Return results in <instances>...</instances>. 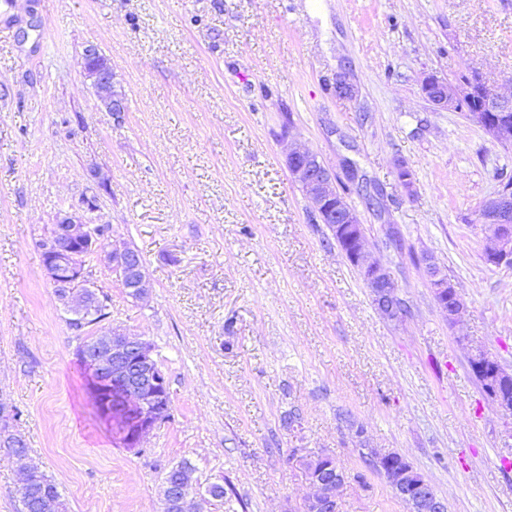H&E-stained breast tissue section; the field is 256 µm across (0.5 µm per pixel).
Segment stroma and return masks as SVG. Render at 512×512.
<instances>
[{"label":"stroma","mask_w":512,"mask_h":512,"mask_svg":"<svg viewBox=\"0 0 512 512\" xmlns=\"http://www.w3.org/2000/svg\"><path fill=\"white\" fill-rule=\"evenodd\" d=\"M90 44L124 112L100 111ZM474 72L512 90V0H0V402L67 512H161L185 460L200 490L224 487L204 512H304L296 457L318 452L349 474L340 512H408L367 448L402 454L448 512H512V419L469 366L479 347L512 373V266L485 262L476 221L512 148L421 91ZM293 146L350 186L403 318L381 316L291 179ZM74 212L152 284L134 299L86 259L104 326L152 342L169 383L139 452L91 416L76 352L93 330L43 270ZM429 261L468 306L458 323Z\"/></svg>","instance_id":"obj_1"}]
</instances>
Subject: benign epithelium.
<instances>
[{"label":"benign epithelium","mask_w":512,"mask_h":512,"mask_svg":"<svg viewBox=\"0 0 512 512\" xmlns=\"http://www.w3.org/2000/svg\"><path fill=\"white\" fill-rule=\"evenodd\" d=\"M85 71L92 81L101 106L107 112L124 111L123 96L116 90V74L112 65L90 45L84 50ZM425 99L438 109L462 112L480 125L491 140L512 147V95L505 96L493 84L473 74L464 83H454L435 74L421 81ZM286 165L291 178L299 184L315 210L334 224L347 226L351 256L361 269L373 303L387 319L405 315V305L398 286L387 268L371 259L365 247L364 230L357 212L336 198V176L308 150L288 151ZM480 223L487 226L484 250L486 263L499 266L512 264V184H500L495 194L479 210ZM99 254L115 271L130 296L147 295L151 283L144 273L141 256L128 246H111L104 242L99 227L76 215H66L53 225L45 248L43 267L54 287L57 299L79 321L93 316L96 309V287L85 272L84 258ZM438 307L448 322L457 323L466 311L455 285L436 273L431 276ZM94 380L116 390L126 400L129 419L122 431V444L131 450L143 447L148 436L169 411L170 392L166 377L154 358L152 343L119 328L103 327L84 342L81 354ZM484 392L506 416L512 415V383L490 373ZM300 464L306 473L310 493L305 506L310 512H339L340 491L347 480L345 470L336 460L323 453L305 456ZM398 488L393 493L412 506V512H448V503L430 481L395 478ZM168 494L175 512H202L194 491L179 479L168 482Z\"/></svg>","instance_id":"benign-epithelium-1"}]
</instances>
